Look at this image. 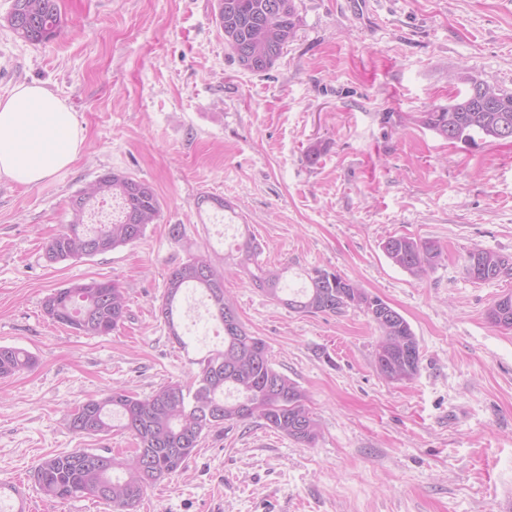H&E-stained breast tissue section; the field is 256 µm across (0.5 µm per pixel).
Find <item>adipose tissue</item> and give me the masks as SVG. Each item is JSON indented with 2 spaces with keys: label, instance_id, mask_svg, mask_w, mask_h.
<instances>
[{
  "label": "adipose tissue",
  "instance_id": "1",
  "mask_svg": "<svg viewBox=\"0 0 512 512\" xmlns=\"http://www.w3.org/2000/svg\"><path fill=\"white\" fill-rule=\"evenodd\" d=\"M84 142L69 105L43 85L22 84L0 96V179L41 184L70 167Z\"/></svg>",
  "mask_w": 512,
  "mask_h": 512
}]
</instances>
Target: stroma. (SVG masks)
Instances as JSON below:
<instances>
[{"mask_svg": "<svg viewBox=\"0 0 512 512\" xmlns=\"http://www.w3.org/2000/svg\"><path fill=\"white\" fill-rule=\"evenodd\" d=\"M295 4L294 41L252 73L225 47L215 0H61L66 24L39 46L6 27L12 0H0V96L42 84L86 133L46 182L0 180V346L36 359L0 378V482L76 448L132 450L117 429L73 432L67 414L110 389L191 381L215 326L190 325L181 349L159 306L171 269L206 252L248 331L306 390L320 436L305 446L259 420L225 425L134 512H502L512 500V330L485 315L512 279L465 271L475 247L512 257V140L450 142L416 122L465 94L448 80L458 71L512 92V0ZM109 170L154 186L158 223L116 250L48 261L70 198ZM202 195L229 205L223 220ZM246 230L267 267L338 272L400 312L415 377L378 372L363 312L297 313L254 288L232 259ZM400 235L440 249L423 279L383 253ZM92 279L129 288L123 326L84 336L45 315L48 294Z\"/></svg>", "mask_w": 512, "mask_h": 512, "instance_id": "obj_1", "label": "stroma"}]
</instances>
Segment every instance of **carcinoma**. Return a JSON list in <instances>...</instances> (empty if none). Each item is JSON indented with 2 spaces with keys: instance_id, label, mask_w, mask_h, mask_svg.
<instances>
[{
  "instance_id": "1",
  "label": "carcinoma",
  "mask_w": 512,
  "mask_h": 512,
  "mask_svg": "<svg viewBox=\"0 0 512 512\" xmlns=\"http://www.w3.org/2000/svg\"><path fill=\"white\" fill-rule=\"evenodd\" d=\"M215 22L224 35V44L243 69L262 73L271 69L284 47L294 40L298 27L295 0H216ZM6 26L18 38L34 45L52 40L64 24L59 0H13L4 17ZM483 95L492 98L498 112H467L464 103L471 91L455 101V108L425 112L419 118L424 127L449 141H495L503 123L512 127V93L481 82ZM105 186L91 181L81 189L90 196L84 209H71L69 224L46 245L51 262L95 255L98 248L109 252L139 240L148 225L161 216V204L154 187L120 171L105 172ZM116 202L119 213L112 222L89 224L99 190ZM386 257L411 275L421 278L439 256L435 244L408 236H391L383 244ZM236 266L272 300L298 313L340 314L348 309L364 312L380 331V340L391 348L394 371L417 374L420 351L406 364L401 345L417 342L409 322L387 302L360 288L337 272L314 269L307 273L309 285L289 291L282 284V272L258 262L260 244L252 234L237 247ZM466 263L477 271V281L512 278V258L484 249L468 252ZM201 291L224 330L220 349L207 351L196 360L198 371L184 384L168 383L151 395L140 398L113 389L100 399H88L70 410L69 428L79 434L108 433L117 427L128 432L136 448L125 460L112 458L107 468L86 461L98 453L74 449L45 458L33 477L42 492L68 499L94 496L107 490L103 501L114 512H133L146 488L185 470L202 438L226 423L252 419L303 445L315 443L318 423L308 406L304 389L278 370L268 345L247 332L239 316L224 297V273L205 255H192L174 267L167 278L161 306L169 329L181 346L174 311L182 292ZM129 289L112 280L75 282L50 293L43 301L44 313L53 321L85 336H107L127 316ZM494 326L512 329V294L496 299L486 310ZM35 365V358L24 349L0 346V377H9Z\"/></svg>"
}]
</instances>
